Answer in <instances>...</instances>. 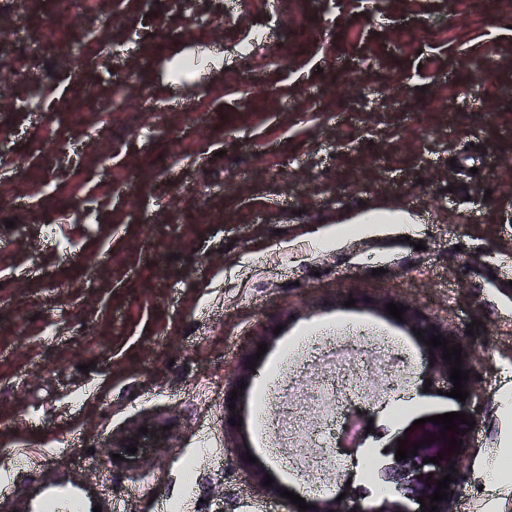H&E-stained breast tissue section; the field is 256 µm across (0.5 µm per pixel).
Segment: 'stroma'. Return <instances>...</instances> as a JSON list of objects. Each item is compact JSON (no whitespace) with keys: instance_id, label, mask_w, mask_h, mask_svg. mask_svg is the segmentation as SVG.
<instances>
[{"instance_id":"1","label":"stroma","mask_w":512,"mask_h":512,"mask_svg":"<svg viewBox=\"0 0 512 512\" xmlns=\"http://www.w3.org/2000/svg\"><path fill=\"white\" fill-rule=\"evenodd\" d=\"M151 10L92 0L73 33L103 22L109 45L84 44L79 80L30 35L54 0L0 20V154L25 161L0 167V468L22 492L49 477L98 489L112 512H299L286 489L401 512L448 450L433 416L462 412L475 426L448 512H512L488 473L512 472V0ZM201 51L211 67L176 78ZM18 69L44 96L81 95L85 123L19 111ZM114 88L128 109L101 136ZM380 299L472 327L471 402L425 372ZM359 326L413 363L368 413L379 484L315 492L269 446L275 421L258 428V379L299 337ZM401 438L418 446L405 479ZM55 447L51 470L27 459Z\"/></svg>"}]
</instances>
